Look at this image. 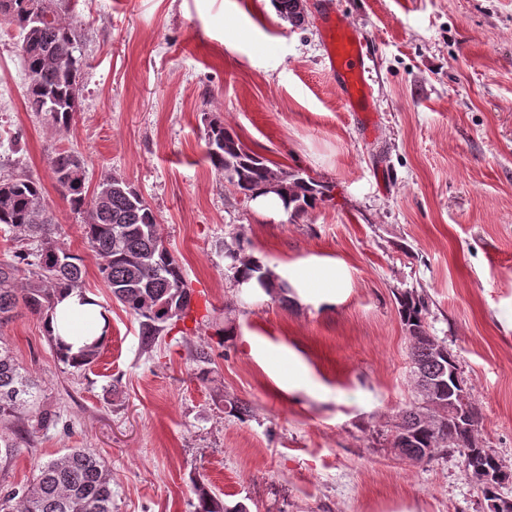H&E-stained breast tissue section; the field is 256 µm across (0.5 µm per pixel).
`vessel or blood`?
Listing matches in <instances>:
<instances>
[{"label":"vessel or blood","mask_w":512,"mask_h":512,"mask_svg":"<svg viewBox=\"0 0 512 512\" xmlns=\"http://www.w3.org/2000/svg\"><path fill=\"white\" fill-rule=\"evenodd\" d=\"M318 7L325 30L327 69L341 93L343 109L355 113L370 111L371 49L357 31L341 26L332 0H318Z\"/></svg>","instance_id":"1"}]
</instances>
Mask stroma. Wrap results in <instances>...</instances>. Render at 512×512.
I'll return each instance as SVG.
<instances>
[{"label":"stroma","instance_id":"stroma-1","mask_svg":"<svg viewBox=\"0 0 512 512\" xmlns=\"http://www.w3.org/2000/svg\"><path fill=\"white\" fill-rule=\"evenodd\" d=\"M334 2L373 49L366 123L325 71L315 0L299 27L271 0H69L87 42L67 130L26 112L19 31L0 20V175L40 179L57 241L110 315L80 369L58 361L43 316L0 325L53 413L0 463V491L34 461L90 448L112 470L114 512H195L199 481L247 512H491L458 453L413 462L387 435L415 400L408 290L512 471V0ZM213 118L329 201L294 220L261 214L207 158ZM57 148L83 157L88 190L108 172L135 185L208 318L143 350L83 214L55 188ZM239 230L288 302L234 287L224 240Z\"/></svg>","mask_w":512,"mask_h":512}]
</instances>
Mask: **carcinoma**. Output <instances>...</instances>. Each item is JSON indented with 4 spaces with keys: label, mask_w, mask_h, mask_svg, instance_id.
Wrapping results in <instances>:
<instances>
[{
    "label": "carcinoma",
    "mask_w": 512,
    "mask_h": 512,
    "mask_svg": "<svg viewBox=\"0 0 512 512\" xmlns=\"http://www.w3.org/2000/svg\"><path fill=\"white\" fill-rule=\"evenodd\" d=\"M20 2L0 0V16L20 33L26 111L67 130L77 112L74 89L79 85L82 66V28L74 21H62L60 11L68 9L66 0H48L45 13L36 22L22 14ZM51 58L57 63H50ZM206 145L211 164L224 172V180L248 202L255 201L261 192H272L283 201L289 217L297 218L328 199L326 186L303 172L273 170L217 119L207 125ZM74 154L73 150H56L49 158L57 189L73 211L86 214L83 231L87 243L103 260L101 278L112 297L139 321L142 344L149 349L169 321L188 316L190 286L165 246L159 220L141 192L125 179L107 173L93 195H88L85 174L74 169ZM0 224L19 241L37 242L36 252L21 249L16 252V262L0 263L1 324L21 308L45 315L62 291L81 288L80 258L58 244L43 185L22 168L0 179ZM249 246L241 231L224 241V258L234 270V286L253 279L265 294L272 296L278 290L280 300L288 302V284L275 283L262 262L246 255ZM424 309L422 299L411 292L399 298L417 396L423 397L422 390L430 385L444 413L443 421L423 425L420 407L412 404L398 411L389 443L399 456L414 461L428 462L451 451L466 460L480 419L468 400L455 355L428 333ZM102 345L97 341L78 355L58 346L55 350L60 362L78 369L92 364ZM51 418L52 414L39 406L37 383L0 339V457L10 458L17 451L15 435L21 425L33 420L42 426ZM510 479L512 473L502 470L493 484H480L484 499L498 497V488ZM197 497L196 512H239L236 506L226 507L203 486ZM0 512H113L112 470L84 448L38 461L25 485L0 493Z\"/></svg>",
    "instance_id": "1"
}]
</instances>
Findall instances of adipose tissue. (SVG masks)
<instances>
[{
	"label": "adipose tissue",
	"instance_id": "ef3b65f1",
	"mask_svg": "<svg viewBox=\"0 0 512 512\" xmlns=\"http://www.w3.org/2000/svg\"><path fill=\"white\" fill-rule=\"evenodd\" d=\"M46 325L51 335L69 346L74 354L106 335L109 328L105 311L96 302L83 299L76 290L62 294Z\"/></svg>",
	"mask_w": 512,
	"mask_h": 512
}]
</instances>
